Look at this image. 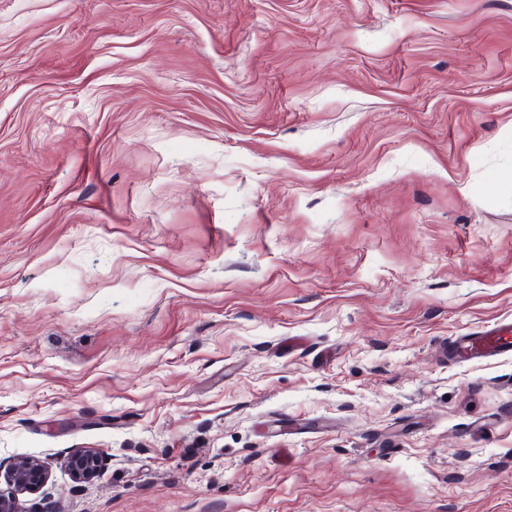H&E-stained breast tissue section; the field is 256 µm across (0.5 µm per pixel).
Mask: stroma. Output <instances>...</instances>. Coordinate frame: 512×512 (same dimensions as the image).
<instances>
[{
    "instance_id": "stroma-1",
    "label": "stroma",
    "mask_w": 512,
    "mask_h": 512,
    "mask_svg": "<svg viewBox=\"0 0 512 512\" xmlns=\"http://www.w3.org/2000/svg\"><path fill=\"white\" fill-rule=\"evenodd\" d=\"M504 318L512 0H0L20 512H512ZM512 354V324L499 323L455 336L448 344V360L465 363ZM106 464V459L94 450H81L71 454L67 468L76 483H87L98 476ZM49 476V467L44 461L25 459L14 463L6 481L7 488H0V512H19L17 495L39 489Z\"/></svg>"
}]
</instances>
